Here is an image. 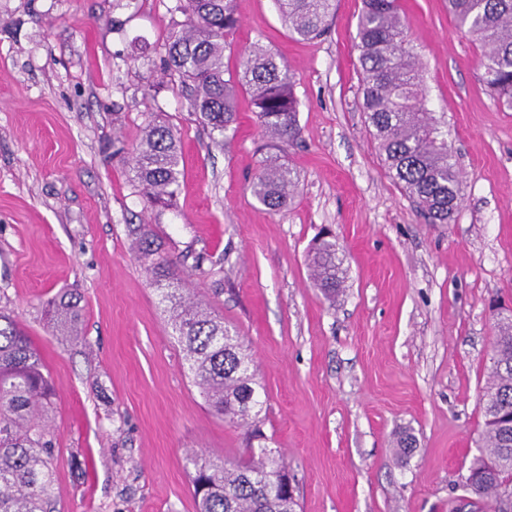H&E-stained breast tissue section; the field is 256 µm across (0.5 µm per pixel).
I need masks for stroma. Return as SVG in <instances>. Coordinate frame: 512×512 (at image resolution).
I'll return each instance as SVG.
<instances>
[{"label":"stroma","instance_id":"obj_1","mask_svg":"<svg viewBox=\"0 0 512 512\" xmlns=\"http://www.w3.org/2000/svg\"><path fill=\"white\" fill-rule=\"evenodd\" d=\"M175 6L0 0V310L54 387L56 512H196L189 456L234 460L246 446L193 384L133 224L184 258L186 295L248 347L297 512H455L483 430L495 313L512 309V110L481 82L477 45L446 0H401L462 176L453 222L431 224L365 120L362 0H335L313 41L289 32L274 0H235L225 70L260 44L287 62L300 103L302 138L286 153L297 186L272 212L249 188L265 143L249 95L218 143L166 69L186 23ZM157 113L182 172L161 212L144 208L132 172ZM325 228L345 271L333 301L307 261ZM63 291L80 299L75 339L48 333L45 303Z\"/></svg>","mask_w":512,"mask_h":512}]
</instances>
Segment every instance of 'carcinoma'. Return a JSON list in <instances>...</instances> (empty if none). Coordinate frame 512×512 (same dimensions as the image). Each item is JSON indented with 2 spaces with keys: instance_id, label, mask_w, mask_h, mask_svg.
Returning <instances> with one entry per match:
<instances>
[{
  "instance_id": "1",
  "label": "carcinoma",
  "mask_w": 512,
  "mask_h": 512,
  "mask_svg": "<svg viewBox=\"0 0 512 512\" xmlns=\"http://www.w3.org/2000/svg\"><path fill=\"white\" fill-rule=\"evenodd\" d=\"M289 30L301 39L320 36L333 0H275ZM188 27L167 48V68L189 89L191 111L224 136L236 120L237 94H249L272 145L286 149L301 130L299 102L288 65L259 45L243 50V69L225 76L224 51L238 26L234 0H177ZM448 13L480 49L481 81L493 100L512 109V0H448ZM356 49L362 70V108L381 160L405 195L431 224H448L461 202V179L448 139L425 106L422 68L405 34L399 0H364ZM134 182L144 207L172 205L179 187L178 145L169 124L153 118L135 149ZM293 170L262 161L251 184L258 203L271 211L288 205ZM140 258L166 303L168 322L182 346L194 383L221 416L247 428L244 458L216 464L194 454L192 491L197 512H296L297 501L280 487L288 469L263 443L260 401L250 360L238 339L202 304L182 295L179 263L164 253L148 224L130 229ZM314 280L329 300L344 282L336 240L321 235L310 250ZM78 298L46 303L51 332L77 337ZM54 391L30 337L0 310V512H51L56 437L50 419ZM484 417L504 423L484 432L469 466L465 490L474 512H512L501 493L512 489V318L496 320L493 368L483 391Z\"/></svg>"
}]
</instances>
